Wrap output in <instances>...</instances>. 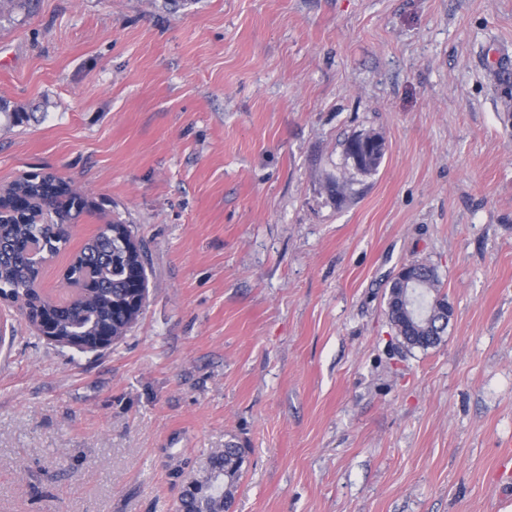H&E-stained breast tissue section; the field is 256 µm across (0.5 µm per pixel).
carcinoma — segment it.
<instances>
[{"label": "carcinoma", "mask_w": 512, "mask_h": 512, "mask_svg": "<svg viewBox=\"0 0 512 512\" xmlns=\"http://www.w3.org/2000/svg\"><path fill=\"white\" fill-rule=\"evenodd\" d=\"M0 117L12 124L27 119V113L0 99ZM350 141L347 154L358 157L356 166L376 168L383 146L355 154ZM93 202L74 199L69 184L52 173H36L10 185L0 212V296L26 299L28 320L42 333L62 345L91 350L110 337L117 342L137 321L146 301L147 252L141 239L126 224H114L85 239L70 259L64 279L70 291L65 297L39 294L36 284L43 262L58 255L70 243L67 224L75 223ZM413 282L398 278L389 287L387 307L390 324L400 337L401 349H428L442 341L448 327L449 304L440 294L441 282L430 264H412ZM415 295L419 311L410 312L394 303ZM245 450L234 442L209 456V471L193 478V491L181 497L182 512H224L233 503V491L242 475Z\"/></svg>", "instance_id": "1"}]
</instances>
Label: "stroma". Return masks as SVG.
Masks as SVG:
<instances>
[{
  "label": "stroma",
  "instance_id": "1",
  "mask_svg": "<svg viewBox=\"0 0 512 512\" xmlns=\"http://www.w3.org/2000/svg\"><path fill=\"white\" fill-rule=\"evenodd\" d=\"M512 0H35L0 19V186L51 171L149 252L110 348L0 299V512H512ZM378 136L358 171L345 143ZM346 186L336 198L330 186ZM442 342L402 351L405 264ZM413 282L410 284L395 277L389 287L388 301L396 303L411 296L414 289L419 297L420 312H410L401 307L389 306L387 313L390 324L400 337L401 349L412 352L414 349H428L442 341L448 327V304L444 295L440 294L441 282L436 268L423 262H414L411 268ZM245 450L234 442L224 444L223 452H213L208 459L209 474L192 480L193 491L183 494L180 508L184 512H225L224 503L232 505L233 491L242 475ZM224 475V484L214 485Z\"/></svg>",
  "mask_w": 512,
  "mask_h": 512
}]
</instances>
